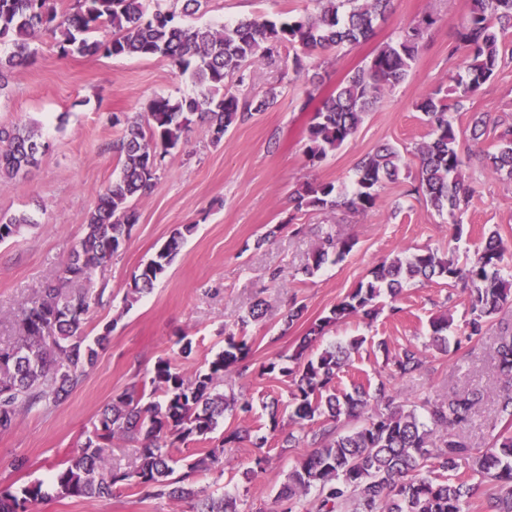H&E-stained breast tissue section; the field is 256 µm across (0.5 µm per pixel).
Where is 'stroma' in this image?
Returning <instances> with one entry per match:
<instances>
[{
    "label": "stroma",
    "instance_id": "stroma-1",
    "mask_svg": "<svg viewBox=\"0 0 512 512\" xmlns=\"http://www.w3.org/2000/svg\"><path fill=\"white\" fill-rule=\"evenodd\" d=\"M312 0H207L193 16L196 24H218L263 17L284 21L313 11ZM470 0H392L389 19L373 36L357 45L317 54L308 75L296 76L286 57L262 61L251 78L236 87L239 97L276 89V104L232 126L220 146L210 142L208 127L194 121L179 150L162 158L155 186L134 201L138 221L117 253L91 274L86 287L100 295L84 323L94 337L111 327V341L100 350L94 368L70 396L48 410L23 414L16 427L0 432V489L44 480L79 448L93 428L100 409L132 384L149 381L155 363L170 360L187 374L206 369L232 332L248 336L252 353L243 380L253 411L246 419L254 436L266 437L265 472L247 475L255 453L252 444L228 452L223 476L198 483L214 496L236 497L239 512H273L275 497L291 470L296 453L282 447V433L271 432L266 406H287L291 385L260 369L271 360H286L310 325L382 259L430 247L459 259L472 256L490 231L512 246V180L475 167L466 180L474 195L462 217V229L449 224L406 190L418 171L412 154L429 140L430 129L416 108L422 96L449 88L461 58L449 55L450 35L467 15ZM438 16L419 47L404 81L387 90L353 138L335 154L312 165L303 153L306 131L321 100L364 66L375 50L394 39L400 27L426 14ZM35 61L14 70L7 92L0 96V125L36 122L50 148L26 177L0 182V215L26 212L35 227L0 243V342L18 334L21 306L53 283L77 244L85 216L121 163L112 145L123 134L113 117L143 113L158 95L175 98L200 94L191 79L175 77L161 57L62 55L52 39L34 40ZM505 57L495 76L465 101L452 119L461 138H469L477 117L493 112L512 121V34L505 39ZM390 143L405 149V166L386 183L374 208L364 213L343 209L295 213L292 192L305 182H331L352 188L355 165L367 152ZM193 225L178 255L152 292L132 308L123 296L131 278L160 250L172 231ZM353 243L343 258L327 261L311 276L302 268L320 246L323 232ZM264 299L260 320L246 321L250 305ZM303 305L302 317L287 323L290 304ZM467 293L445 281H413L394 299L384 298L373 321L356 317L336 323L314 343V351L361 337L337 390L354 381H384L410 409H422L454 392L486 390L496 384L495 349L498 328L447 352L429 348L431 323L440 314L453 318L449 336L466 329ZM191 341L190 356L180 353V340ZM427 345L425 367L406 377L392 376L386 349L405 343ZM502 429L498 404L485 398L471 425L460 429L471 448L483 449ZM25 459L17 470L15 459ZM35 512H190L189 503L142 498L131 489L114 490L102 499L59 498L36 506Z\"/></svg>",
    "mask_w": 512,
    "mask_h": 512
}]
</instances>
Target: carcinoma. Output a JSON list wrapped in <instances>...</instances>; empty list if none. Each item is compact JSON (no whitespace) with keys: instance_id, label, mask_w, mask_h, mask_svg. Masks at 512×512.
I'll return each instance as SVG.
<instances>
[{"instance_id":"1","label":"carcinoma","mask_w":512,"mask_h":512,"mask_svg":"<svg viewBox=\"0 0 512 512\" xmlns=\"http://www.w3.org/2000/svg\"><path fill=\"white\" fill-rule=\"evenodd\" d=\"M181 8L164 9L160 0H75L59 13L50 0H0V95L14 69L33 63L31 42L47 36L61 53L106 56H159L168 60L178 76L189 75L202 88L197 97L153 99L147 111L112 123H126L116 145L121 160L118 179L108 185L88 211L83 234L57 282L20 309L19 336L0 347V431L13 429L18 417L34 407L49 408L77 388L95 366L99 351L111 340L107 326L94 339L83 334L91 306L89 293L73 284L89 277L130 239L138 220L132 200L148 196L156 180L158 159L179 148L196 115L208 125L210 142L217 147L231 126L252 112H265L276 103L277 93L240 100L227 82L243 85L251 67L288 50L297 75L308 72L317 51L338 49L369 39L380 21L391 13V0H314L317 12L279 24L252 18L233 25H188L182 18L200 11L202 0H173ZM437 19L431 15L400 28L396 38L383 44L371 59L339 84L312 117L304 155L313 164L339 150L358 130L364 116L381 94L403 81L418 53L419 43ZM112 28V35L92 39L90 34ZM512 33V0H471L469 13L457 31L449 54L464 52L461 73L452 77L446 94L436 90L417 104L430 127V139L413 151L418 160L417 181L409 194L417 195L452 224L462 223L472 189L464 179L475 151L460 146L451 113L490 80L502 61L503 38ZM47 145L36 124L0 127V180L22 177L36 167ZM491 174L512 177V125L498 135L497 150L483 154ZM405 166L400 149L383 144L356 164L349 191L332 183H305L293 193L296 210L344 208L364 213L373 208L385 183L396 179ZM34 224L32 216L0 215V243ZM193 226L173 230L169 241L134 274L124 302L130 306L148 293L178 253L180 241ZM352 243L327 236L304 267L312 274L334 251L342 257ZM507 247L500 234H488L483 248L460 264L430 248L409 256L396 255L374 267L371 278L332 306L302 337L291 365L270 361L262 373L291 379L294 386L288 406L289 424L308 434L289 431L282 447L308 450L298 453L296 464L281 486L276 512H295L302 497L314 494L313 512H463L475 487L461 476L444 477L459 462L490 486L487 512H512V435H499L483 450H474L452 431L471 424L479 390L428 402L427 418L395 403L385 382L370 390L360 383L352 391L336 392V379L352 352L364 343L353 338L323 349L315 356L306 351L326 329L341 320L360 316L372 319L380 299L401 294L403 283L415 278H440L461 283L469 296V331L455 340L456 347L471 341L502 311L512 308V267L504 266ZM450 320L432 323L430 346L448 350ZM252 345L244 336L224 337V350L209 362L208 370L186 375L169 360L156 362L148 393L133 385L112 397L93 424L85 443L73 450L53 474L50 483L36 481L14 492L0 491V512H33L35 505L61 497L104 498L127 486L147 498L173 502L190 500L192 512H239L237 498H214L196 479L222 470L224 453L253 442V467L263 469L266 438L252 439L251 430L236 426L202 455L186 460L171 449L188 442H211L224 412L251 413L244 393H224V386L242 376V363ZM426 351L406 345L387 359L394 374L421 370ZM496 385L490 394L500 413L512 423V325L502 328L496 349ZM360 418L348 431L342 419ZM140 442L135 463L129 468L107 462L112 442Z\"/></svg>"}]
</instances>
